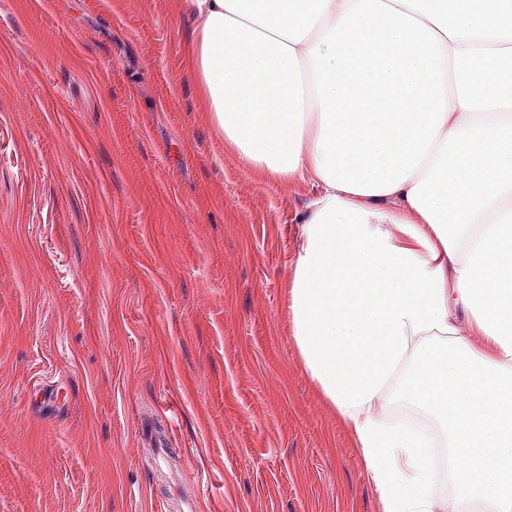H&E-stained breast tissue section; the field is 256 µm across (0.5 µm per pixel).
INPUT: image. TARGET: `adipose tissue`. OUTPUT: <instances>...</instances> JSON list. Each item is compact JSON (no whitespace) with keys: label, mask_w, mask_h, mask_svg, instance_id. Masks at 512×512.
Instances as JSON below:
<instances>
[{"label":"adipose tissue","mask_w":512,"mask_h":512,"mask_svg":"<svg viewBox=\"0 0 512 512\" xmlns=\"http://www.w3.org/2000/svg\"><path fill=\"white\" fill-rule=\"evenodd\" d=\"M183 6L225 148L318 190L288 322L380 512H512V0Z\"/></svg>","instance_id":"obj_1"}]
</instances>
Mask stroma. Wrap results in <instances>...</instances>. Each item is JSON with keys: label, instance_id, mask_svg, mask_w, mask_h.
<instances>
[{"label": "stroma", "instance_id": "stroma-1", "mask_svg": "<svg viewBox=\"0 0 512 512\" xmlns=\"http://www.w3.org/2000/svg\"><path fill=\"white\" fill-rule=\"evenodd\" d=\"M182 0H0V512H379L288 330L312 186L201 112Z\"/></svg>", "mask_w": 512, "mask_h": 512}]
</instances>
